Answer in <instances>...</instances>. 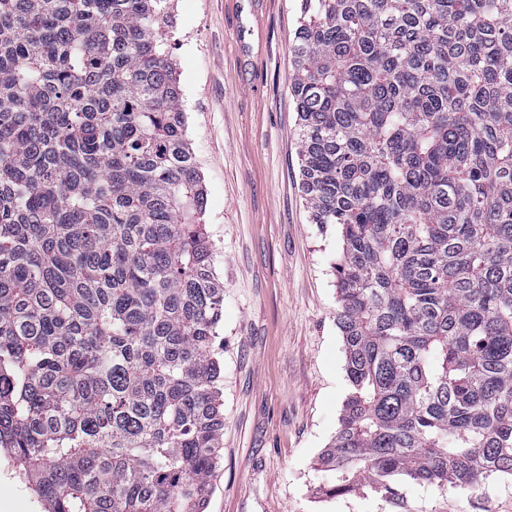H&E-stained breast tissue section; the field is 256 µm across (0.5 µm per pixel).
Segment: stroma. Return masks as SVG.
<instances>
[{"label":"stroma","instance_id":"stroma-1","mask_svg":"<svg viewBox=\"0 0 512 512\" xmlns=\"http://www.w3.org/2000/svg\"><path fill=\"white\" fill-rule=\"evenodd\" d=\"M301 0H174L167 53L224 284L215 352L224 448L206 512H512V479L453 493L396 481L331 499L318 456L349 392L332 224L301 191L290 46ZM0 512H43L0 451Z\"/></svg>","mask_w":512,"mask_h":512}]
</instances>
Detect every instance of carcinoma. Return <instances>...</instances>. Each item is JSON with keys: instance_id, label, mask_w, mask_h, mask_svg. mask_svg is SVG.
Masks as SVG:
<instances>
[{"instance_id": "1", "label": "carcinoma", "mask_w": 512, "mask_h": 512, "mask_svg": "<svg viewBox=\"0 0 512 512\" xmlns=\"http://www.w3.org/2000/svg\"><path fill=\"white\" fill-rule=\"evenodd\" d=\"M173 0H0V449L47 512H204L224 285ZM351 390L329 498L512 478V0H301Z\"/></svg>"}]
</instances>
